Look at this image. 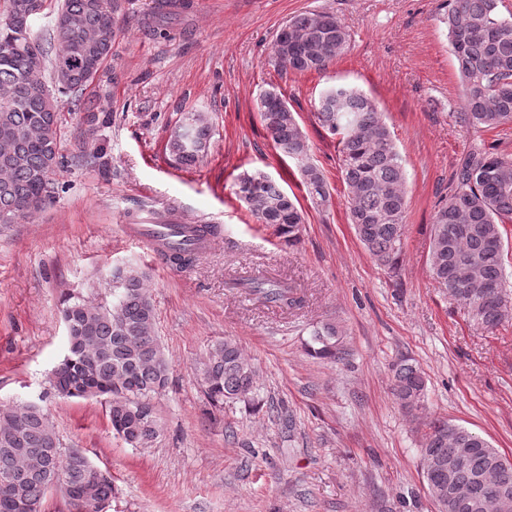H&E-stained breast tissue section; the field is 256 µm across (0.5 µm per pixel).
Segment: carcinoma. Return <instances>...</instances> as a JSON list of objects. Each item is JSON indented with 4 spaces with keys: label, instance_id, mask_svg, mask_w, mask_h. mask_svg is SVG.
<instances>
[{
    "label": "carcinoma",
    "instance_id": "obj_1",
    "mask_svg": "<svg viewBox=\"0 0 512 512\" xmlns=\"http://www.w3.org/2000/svg\"><path fill=\"white\" fill-rule=\"evenodd\" d=\"M126 0H60L47 11L46 0H0V224H18L42 209L54 194L53 176L64 167L59 130L62 109L82 110L79 92L112 57ZM50 15L48 27L25 45L19 27ZM448 48L464 86L465 121L476 131L512 125V20L498 11V0H452L447 16ZM348 32L332 14L305 12L279 31L274 65L293 72L323 71L346 48ZM323 128L338 137L350 223L375 261L395 268L405 233L406 173L391 130L375 104L361 91L337 85L315 106ZM263 126L276 148L294 160L312 198L325 202L330 191L321 171L309 163V145L294 112L277 91L258 102ZM185 133L171 132L167 148L184 167L207 151L212 124L202 112L190 114ZM235 194L257 223L274 229L286 244L299 240L302 210L271 178L245 173ZM512 221V157L482 144L458 164L448 194L432 223L430 266L473 320L495 329L512 317L507 293L501 226ZM177 269L193 265L198 251L173 226L161 250ZM112 306H91L78 296L63 299L67 355L53 373L52 386L67 398H84L90 389L104 397L112 430L138 446L155 440L160 428L149 399L168 380V360L155 336L156 313L135 266L120 271ZM266 303L293 306L291 288L253 280L239 288ZM336 327L315 333L314 353L334 359ZM196 372L214 407L246 401L255 389L258 367L231 338L212 344ZM426 383L407 359L393 367L392 395L407 413L420 410ZM469 449L468 466L441 481L472 484L478 494L512 498V462L481 435L433 420L424 435L427 460L448 459ZM8 481L3 482L1 478ZM77 491L86 502L112 499V479L96 475L79 448H64L44 411L36 405L0 408V512H41L56 489Z\"/></svg>",
    "mask_w": 512,
    "mask_h": 512
}]
</instances>
